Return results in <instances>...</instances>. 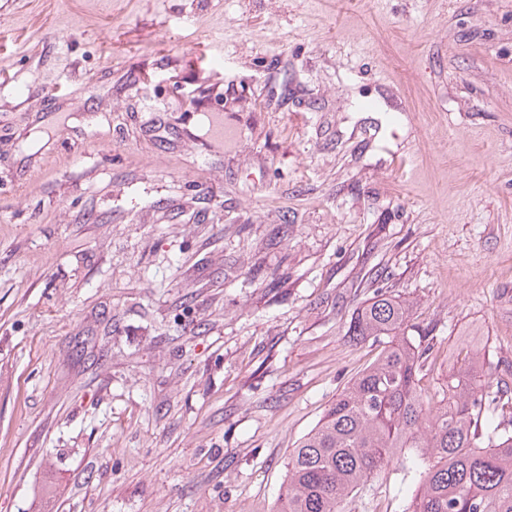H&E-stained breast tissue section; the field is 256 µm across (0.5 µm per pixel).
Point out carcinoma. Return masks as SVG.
I'll return each mask as SVG.
<instances>
[{
    "instance_id": "carcinoma-1",
    "label": "carcinoma",
    "mask_w": 512,
    "mask_h": 512,
    "mask_svg": "<svg viewBox=\"0 0 512 512\" xmlns=\"http://www.w3.org/2000/svg\"><path fill=\"white\" fill-rule=\"evenodd\" d=\"M408 331V306L381 291L352 317L349 340L380 354L292 450L276 512H343L389 468L411 492L402 512H512L505 390L470 359L431 404L418 389L429 346Z\"/></svg>"
}]
</instances>
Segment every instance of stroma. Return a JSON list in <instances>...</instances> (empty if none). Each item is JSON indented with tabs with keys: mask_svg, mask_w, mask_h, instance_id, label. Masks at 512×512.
<instances>
[{
	"mask_svg": "<svg viewBox=\"0 0 512 512\" xmlns=\"http://www.w3.org/2000/svg\"><path fill=\"white\" fill-rule=\"evenodd\" d=\"M378 289L512 385V0H0V512H275Z\"/></svg>",
	"mask_w": 512,
	"mask_h": 512,
	"instance_id": "35a3bbf8",
	"label": "stroma"
}]
</instances>
